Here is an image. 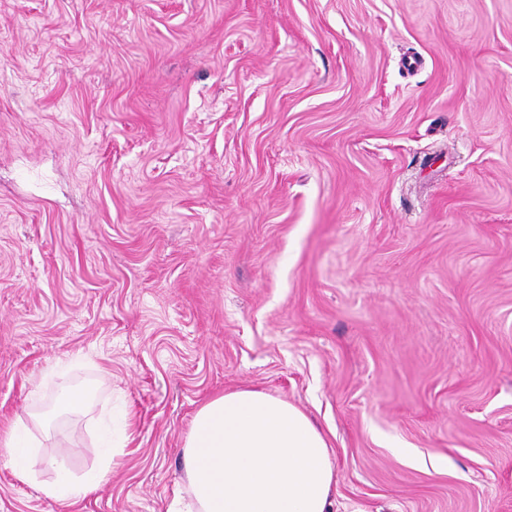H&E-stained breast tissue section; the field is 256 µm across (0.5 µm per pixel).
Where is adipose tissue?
I'll return each instance as SVG.
<instances>
[{"mask_svg":"<svg viewBox=\"0 0 512 512\" xmlns=\"http://www.w3.org/2000/svg\"><path fill=\"white\" fill-rule=\"evenodd\" d=\"M48 415L33 412L4 442L16 475L25 479L38 462L30 426ZM108 462L81 482L60 475L43 486L56 502L94 493L110 472ZM186 494H175L167 512H331L336 471L323 432L296 405L266 392L224 393L196 412L183 447Z\"/></svg>","mask_w":512,"mask_h":512,"instance_id":"1","label":"adipose tissue"}]
</instances>
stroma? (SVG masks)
Listing matches in <instances>:
<instances>
[{"mask_svg": "<svg viewBox=\"0 0 512 512\" xmlns=\"http://www.w3.org/2000/svg\"><path fill=\"white\" fill-rule=\"evenodd\" d=\"M65 386L0 512H166L243 388L334 512H512V0H0V439ZM117 447L115 445L107 446L105 448L106 461L103 467L83 481L76 483L63 474L53 483L41 487V492L47 498L59 503L94 493L98 486L108 478L111 472V464L115 455H117Z\"/></svg>", "mask_w": 512, "mask_h": 512, "instance_id": "obj_1", "label": "stroma"}]
</instances>
